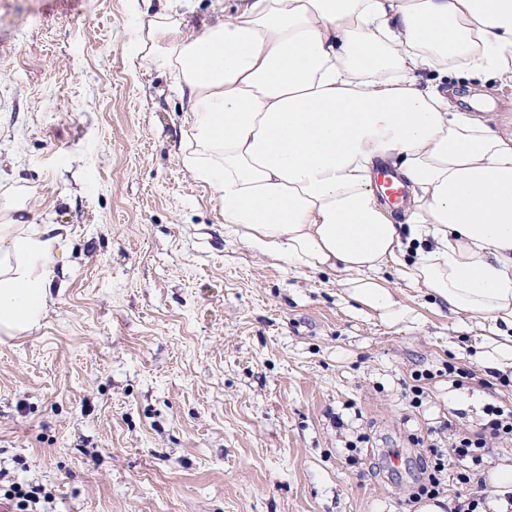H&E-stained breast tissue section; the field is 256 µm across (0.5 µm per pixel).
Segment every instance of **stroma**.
<instances>
[{
    "label": "stroma",
    "instance_id": "1",
    "mask_svg": "<svg viewBox=\"0 0 512 512\" xmlns=\"http://www.w3.org/2000/svg\"><path fill=\"white\" fill-rule=\"evenodd\" d=\"M134 24L129 0H0V204L61 236L45 320L0 339V470L49 512H419L433 446L512 408L479 325L392 267L421 319L386 325L225 235ZM502 462L469 468L480 512Z\"/></svg>",
    "mask_w": 512,
    "mask_h": 512
}]
</instances>
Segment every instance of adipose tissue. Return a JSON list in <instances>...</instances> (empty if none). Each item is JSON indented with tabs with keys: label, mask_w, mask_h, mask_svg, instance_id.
<instances>
[{
	"label": "adipose tissue",
	"mask_w": 512,
	"mask_h": 512,
	"mask_svg": "<svg viewBox=\"0 0 512 512\" xmlns=\"http://www.w3.org/2000/svg\"><path fill=\"white\" fill-rule=\"evenodd\" d=\"M135 58L187 105L181 163L225 234L312 273L390 326L419 322L396 267L479 321L484 368H512V124L460 110L462 70L512 85V0H243L204 34L169 6L136 26ZM408 192L394 223L378 166ZM0 206V335L47 314L59 236Z\"/></svg>",
	"instance_id": "adipose-tissue-1"
}]
</instances>
